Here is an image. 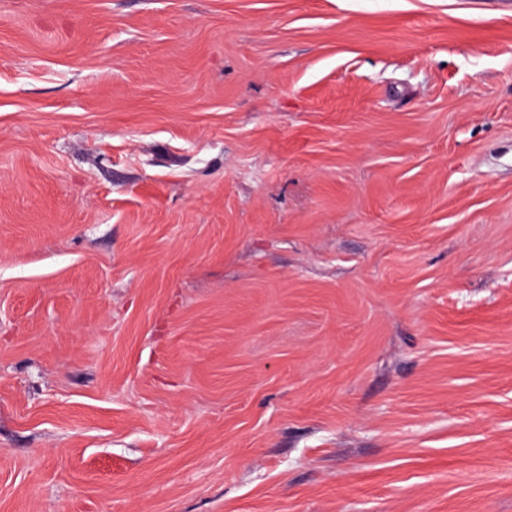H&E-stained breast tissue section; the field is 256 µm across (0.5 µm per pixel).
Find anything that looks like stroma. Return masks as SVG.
Segmentation results:
<instances>
[{"instance_id":"obj_1","label":"stroma","mask_w":512,"mask_h":512,"mask_svg":"<svg viewBox=\"0 0 512 512\" xmlns=\"http://www.w3.org/2000/svg\"><path fill=\"white\" fill-rule=\"evenodd\" d=\"M0 512H512V6L0 0Z\"/></svg>"}]
</instances>
